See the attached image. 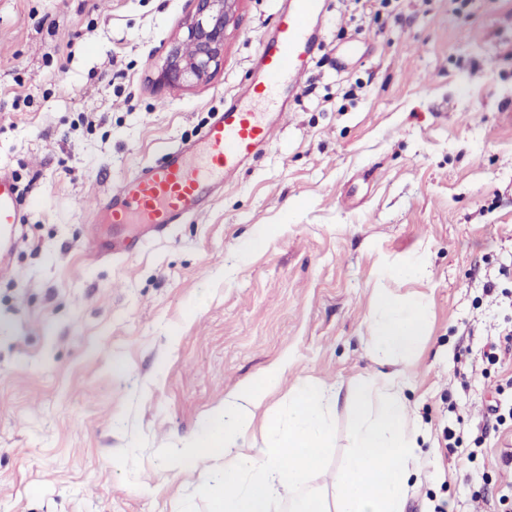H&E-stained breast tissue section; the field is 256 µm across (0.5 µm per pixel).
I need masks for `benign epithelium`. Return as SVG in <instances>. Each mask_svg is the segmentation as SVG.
<instances>
[{"label": "benign epithelium", "instance_id": "7a95c632", "mask_svg": "<svg viewBox=\"0 0 512 512\" xmlns=\"http://www.w3.org/2000/svg\"><path fill=\"white\" fill-rule=\"evenodd\" d=\"M194 11L165 49L157 81L184 87L207 82L224 62V40L238 0H193Z\"/></svg>", "mask_w": 512, "mask_h": 512}]
</instances>
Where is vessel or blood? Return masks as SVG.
<instances>
[{"mask_svg": "<svg viewBox=\"0 0 512 512\" xmlns=\"http://www.w3.org/2000/svg\"><path fill=\"white\" fill-rule=\"evenodd\" d=\"M276 32L259 44L255 86L212 113L197 139L166 148L159 161L126 177L100 205L112 224L111 253L122 252V226L137 224L145 239L163 238L170 225L187 224L207 211L248 161L268 147L286 117L283 93L297 90L322 45L320 21L330 0H284ZM23 198L12 171L0 166V269L18 245Z\"/></svg>", "mask_w": 512, "mask_h": 512, "instance_id": "1", "label": "vessel or blood"}]
</instances>
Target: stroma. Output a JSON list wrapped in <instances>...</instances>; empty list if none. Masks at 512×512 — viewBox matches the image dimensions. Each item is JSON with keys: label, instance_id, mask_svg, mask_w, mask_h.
I'll use <instances>...</instances> for the list:
<instances>
[{"label": "stroma", "instance_id": "obj_1", "mask_svg": "<svg viewBox=\"0 0 512 512\" xmlns=\"http://www.w3.org/2000/svg\"><path fill=\"white\" fill-rule=\"evenodd\" d=\"M278 9L238 0L221 68L174 88L158 66L191 0H0V163L25 195L0 273V512H209L167 449L274 366L255 434L300 380L375 370L374 272L416 255L426 278L392 287L431 312L405 512H499L512 495V427L487 414L512 398V351L480 359L512 326V0H334L286 122L207 213L119 257L89 248L112 232L91 221L98 199L200 136Z\"/></svg>", "mask_w": 512, "mask_h": 512}]
</instances>
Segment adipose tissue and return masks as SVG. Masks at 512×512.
<instances>
[{
	"mask_svg": "<svg viewBox=\"0 0 512 512\" xmlns=\"http://www.w3.org/2000/svg\"><path fill=\"white\" fill-rule=\"evenodd\" d=\"M428 324L424 297L374 289L365 329L378 369L343 392L351 428L331 491L311 482L334 445L337 387L300 382L287 408L263 425L259 445L247 443L253 410L279 379L275 370L226 398L190 445L171 452L168 469L199 472L211 512H404L410 483L422 472L421 433L405 390Z\"/></svg>",
	"mask_w": 512,
	"mask_h": 512,
	"instance_id": "adipose-tissue-1",
	"label": "adipose tissue"
}]
</instances>
